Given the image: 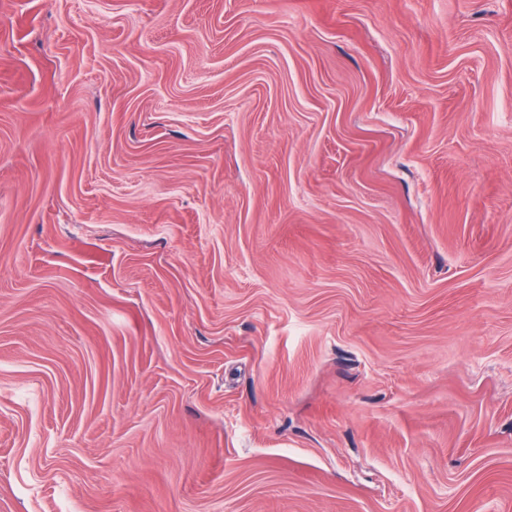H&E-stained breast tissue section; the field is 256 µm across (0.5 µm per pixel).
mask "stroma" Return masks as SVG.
Listing matches in <instances>:
<instances>
[{
	"mask_svg": "<svg viewBox=\"0 0 512 512\" xmlns=\"http://www.w3.org/2000/svg\"><path fill=\"white\" fill-rule=\"evenodd\" d=\"M0 512H512V0H0Z\"/></svg>",
	"mask_w": 512,
	"mask_h": 512,
	"instance_id": "1",
	"label": "stroma"
}]
</instances>
